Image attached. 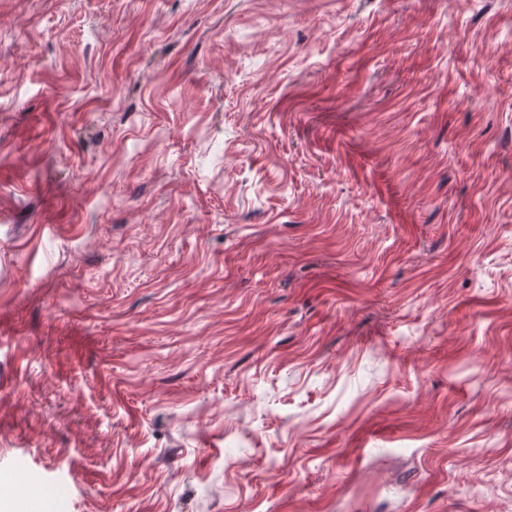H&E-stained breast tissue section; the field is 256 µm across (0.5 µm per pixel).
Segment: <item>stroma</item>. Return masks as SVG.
I'll list each match as a JSON object with an SVG mask.
<instances>
[{"label": "stroma", "mask_w": 512, "mask_h": 512, "mask_svg": "<svg viewBox=\"0 0 512 512\" xmlns=\"http://www.w3.org/2000/svg\"><path fill=\"white\" fill-rule=\"evenodd\" d=\"M0 512H512V0H0Z\"/></svg>", "instance_id": "obj_1"}]
</instances>
